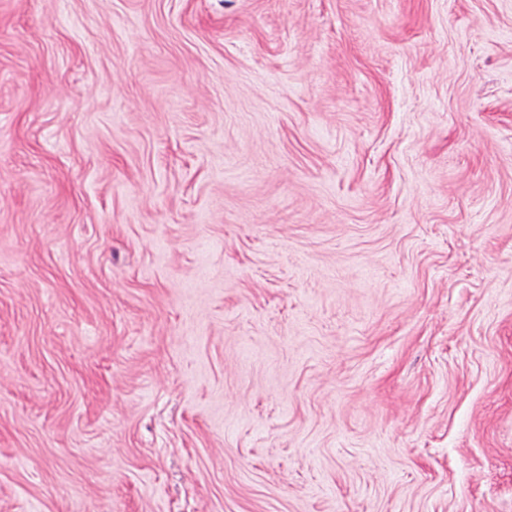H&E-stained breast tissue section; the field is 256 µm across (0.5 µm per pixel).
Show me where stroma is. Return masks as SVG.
Returning a JSON list of instances; mask_svg holds the SVG:
<instances>
[{
    "label": "stroma",
    "mask_w": 512,
    "mask_h": 512,
    "mask_svg": "<svg viewBox=\"0 0 512 512\" xmlns=\"http://www.w3.org/2000/svg\"><path fill=\"white\" fill-rule=\"evenodd\" d=\"M0 512H512V0H0Z\"/></svg>",
    "instance_id": "1"
}]
</instances>
